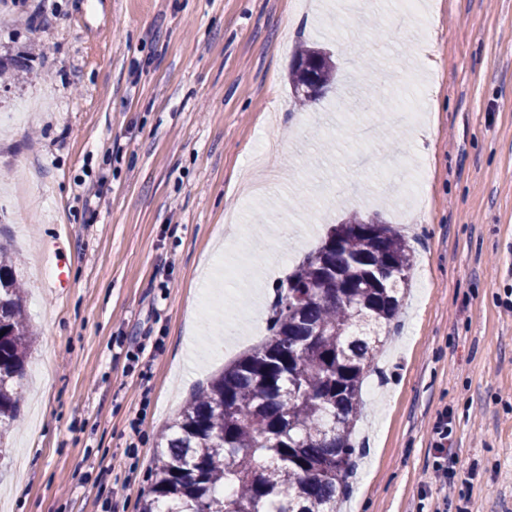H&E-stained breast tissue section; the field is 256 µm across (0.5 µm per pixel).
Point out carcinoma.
I'll list each match as a JSON object with an SVG mask.
<instances>
[{"label":"carcinoma","instance_id":"1","mask_svg":"<svg viewBox=\"0 0 512 512\" xmlns=\"http://www.w3.org/2000/svg\"><path fill=\"white\" fill-rule=\"evenodd\" d=\"M338 65L303 45L288 73L317 100ZM414 256L391 224L354 212L278 293L270 336L194 396L164 437L141 512H339L355 466L361 387L397 315ZM0 426L17 421L30 338L12 255L0 247Z\"/></svg>","mask_w":512,"mask_h":512}]
</instances>
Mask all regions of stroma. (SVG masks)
<instances>
[{
  "label": "stroma",
  "mask_w": 512,
  "mask_h": 512,
  "mask_svg": "<svg viewBox=\"0 0 512 512\" xmlns=\"http://www.w3.org/2000/svg\"><path fill=\"white\" fill-rule=\"evenodd\" d=\"M422 2L433 27L343 0H0V56L27 58L0 85V242L36 330L0 512H140L166 428L354 212L414 269L347 512H512V0ZM304 42L341 65L305 110ZM451 421L448 416H441L433 427L434 437V451L436 458V470L440 474V478L443 481H448V485L453 483V479L456 477V465L457 461L454 455L451 453L448 446V437L450 436L452 429L450 427Z\"/></svg>",
  "instance_id": "stroma-1"
}]
</instances>
